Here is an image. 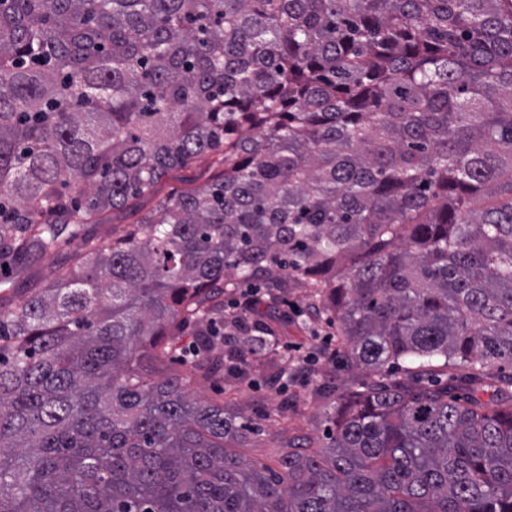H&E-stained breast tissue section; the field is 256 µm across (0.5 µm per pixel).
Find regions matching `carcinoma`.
<instances>
[{
	"label": "carcinoma",
	"mask_w": 512,
	"mask_h": 512,
	"mask_svg": "<svg viewBox=\"0 0 512 512\" xmlns=\"http://www.w3.org/2000/svg\"><path fill=\"white\" fill-rule=\"evenodd\" d=\"M200 159L204 190L85 232ZM75 241L0 314V512H512V0H0V267ZM253 281L309 289L354 367L457 373L250 459L187 387Z\"/></svg>",
	"instance_id": "carcinoma-1"
}]
</instances>
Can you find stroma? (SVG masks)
Masks as SVG:
<instances>
[{"instance_id": "35a3bbf8", "label": "stroma", "mask_w": 512, "mask_h": 512, "mask_svg": "<svg viewBox=\"0 0 512 512\" xmlns=\"http://www.w3.org/2000/svg\"><path fill=\"white\" fill-rule=\"evenodd\" d=\"M220 172L212 161H199L185 169H174L155 187L153 196L137 200L139 208L151 209L157 200L181 189L206 186ZM283 300L268 309V316L287 312L288 325L281 333L278 350L294 353L297 363L291 377L279 376L272 357L252 355L246 375L221 370L196 381L189 389L199 401L231 399V408L245 412L260 427L247 456L269 459L286 430L296 429L323 438V416L337 394L373 380L370 371L350 369L338 352L336 331L323 312L309 306L306 289L288 287Z\"/></svg>"}]
</instances>
